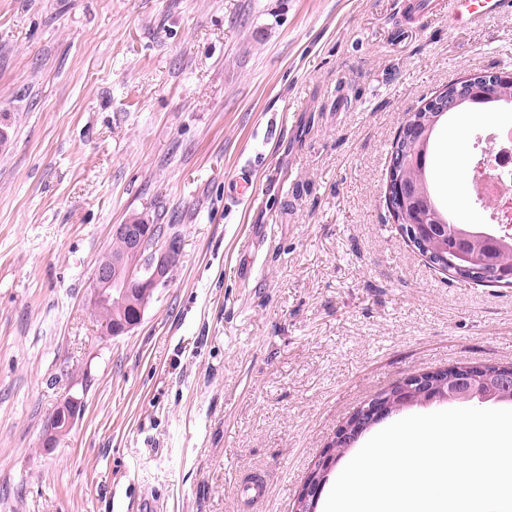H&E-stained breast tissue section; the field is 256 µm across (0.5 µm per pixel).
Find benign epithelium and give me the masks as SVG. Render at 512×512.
<instances>
[{
    "instance_id": "1",
    "label": "benign epithelium",
    "mask_w": 512,
    "mask_h": 512,
    "mask_svg": "<svg viewBox=\"0 0 512 512\" xmlns=\"http://www.w3.org/2000/svg\"><path fill=\"white\" fill-rule=\"evenodd\" d=\"M491 93L498 88L494 75L484 72H472L448 86L437 91L422 105L425 112H448L455 108L465 98L479 94V88ZM407 135L405 144L408 148L427 141L431 123L421 118L407 117L405 121ZM419 190L406 185L399 180L388 186V206L397 202L416 197ZM423 206L418 205L412 216L404 220L403 230L411 244L425 247L427 240L441 232L448 231L446 224H430L421 213ZM149 224L126 222L113 225V237L123 240L126 250L137 254H145V262L135 272L124 276V285L118 291H112V284L120 271L122 259L115 258L105 266H101L94 273V288L91 305H115L123 308L130 306L128 300L134 295L149 296L167 282L168 260L170 253L178 248L179 242L171 239L155 243L149 240ZM143 307H135L130 317L114 320L106 333L109 336L125 334L136 327L142 318ZM440 374L435 371L424 372L406 378L404 381L389 390V396H374L360 405L348 420L336 431V437L330 448L315 462L313 470L306 479L299 494L298 512H314L320 498L323 485L336 466V444L342 443L349 447L360 438L362 433L382 422L392 414V408L387 398L397 399L406 404L409 402L427 403L445 399L453 394L459 399L472 396L471 382L477 379L472 367L465 369L455 368L449 375V392H437ZM82 411V401L72 398L60 406L48 420L44 429L43 446H51L56 438L67 433Z\"/></svg>"
}]
</instances>
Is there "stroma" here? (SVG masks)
I'll return each instance as SVG.
<instances>
[{
    "label": "stroma",
    "instance_id": "stroma-1",
    "mask_svg": "<svg viewBox=\"0 0 512 512\" xmlns=\"http://www.w3.org/2000/svg\"><path fill=\"white\" fill-rule=\"evenodd\" d=\"M479 71H512V10L452 30L448 0H0V512H294L365 400L512 364V288L433 268L386 203L408 114ZM495 119L435 134L464 224ZM136 216L181 258L111 337L92 274ZM82 407L80 399L72 398L55 411L45 426L43 447H50L58 436L67 433L72 428Z\"/></svg>",
    "mask_w": 512,
    "mask_h": 512
}]
</instances>
